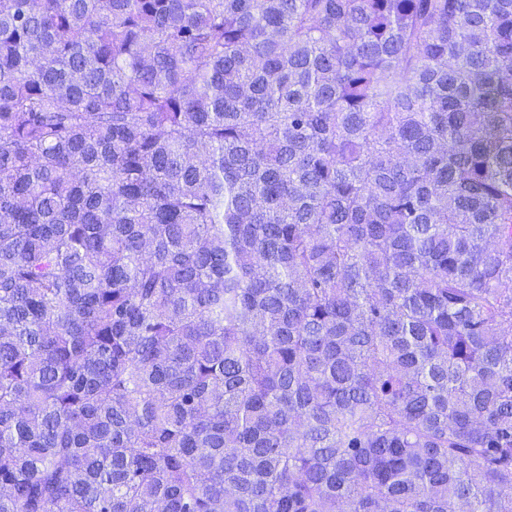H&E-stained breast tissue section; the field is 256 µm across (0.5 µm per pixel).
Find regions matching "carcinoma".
I'll return each instance as SVG.
<instances>
[{"mask_svg":"<svg viewBox=\"0 0 512 512\" xmlns=\"http://www.w3.org/2000/svg\"><path fill=\"white\" fill-rule=\"evenodd\" d=\"M0 512H512V0H0Z\"/></svg>","mask_w":512,"mask_h":512,"instance_id":"1","label":"carcinoma"}]
</instances>
